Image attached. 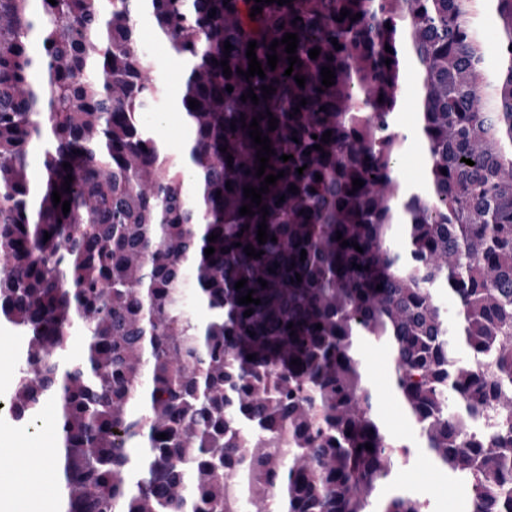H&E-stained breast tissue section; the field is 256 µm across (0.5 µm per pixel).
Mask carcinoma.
<instances>
[{"label": "carcinoma", "mask_w": 512, "mask_h": 512, "mask_svg": "<svg viewBox=\"0 0 512 512\" xmlns=\"http://www.w3.org/2000/svg\"><path fill=\"white\" fill-rule=\"evenodd\" d=\"M480 2L0 0V323L28 337L14 418L29 425L55 408L62 512H224L243 448L256 512H422L400 495L373 508L397 468L388 449L403 439L374 411L367 341L392 349L414 439L437 467L470 487L477 512H512V0H487L491 73ZM144 16L184 65L185 158L144 120L161 94L140 44ZM287 33L302 62L290 77L285 46L269 50ZM253 40L263 79L237 73ZM324 66L336 76L325 88ZM407 67L412 132L396 112ZM263 85L276 93L262 98ZM250 88L257 105L241 100ZM261 114L275 150L265 174L285 176L262 194L269 215L242 216L243 187L264 181L242 123ZM412 133L426 167L408 187L397 161ZM263 221L277 241L258 243ZM249 244L264 254L248 257ZM251 289L261 304H239ZM73 329L84 339L74 358ZM490 412L498 424L466 440L457 423ZM479 36L483 43L488 67L494 70L497 66L498 30L494 15L487 9H481L479 15Z\"/></svg>", "instance_id": "obj_1"}]
</instances>
